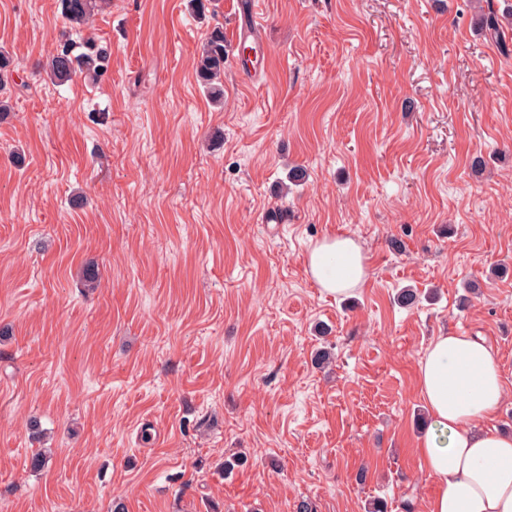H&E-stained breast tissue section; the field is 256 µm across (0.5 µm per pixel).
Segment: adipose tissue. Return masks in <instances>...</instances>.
<instances>
[{
	"label": "adipose tissue",
	"mask_w": 512,
	"mask_h": 512,
	"mask_svg": "<svg viewBox=\"0 0 512 512\" xmlns=\"http://www.w3.org/2000/svg\"><path fill=\"white\" fill-rule=\"evenodd\" d=\"M308 272L320 288L345 295L369 269L350 237L317 241ZM418 386L426 410L447 444L426 435L418 452L437 484L430 512H512V435L491 421L504 397L496 352L484 339L448 332L435 337L419 363Z\"/></svg>",
	"instance_id": "1"
}]
</instances>
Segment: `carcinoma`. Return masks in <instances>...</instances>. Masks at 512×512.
<instances>
[{
	"mask_svg": "<svg viewBox=\"0 0 512 512\" xmlns=\"http://www.w3.org/2000/svg\"><path fill=\"white\" fill-rule=\"evenodd\" d=\"M60 12L69 31L80 30L89 19L108 8L111 0H57ZM477 21L484 35L495 41L505 55L512 53V45L507 42L503 21L494 9L492 0L486 5H477ZM228 56L224 42V27L214 26L202 42L196 57L195 74L197 81L209 96L219 102L224 96L223 77L225 57ZM110 53L108 47L93 38H87L79 45L72 42L67 34H62L56 42L44 65L49 80L56 85H64L77 74L100 81L108 72ZM12 60L9 53L0 51V116L11 111L10 97L4 77L10 73Z\"/></svg>",
	"mask_w": 512,
	"mask_h": 512,
	"instance_id": "obj_1",
	"label": "carcinoma"
}]
</instances>
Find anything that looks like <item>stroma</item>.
Returning <instances> with one entry per match:
<instances>
[{"mask_svg": "<svg viewBox=\"0 0 512 512\" xmlns=\"http://www.w3.org/2000/svg\"><path fill=\"white\" fill-rule=\"evenodd\" d=\"M245 2L112 0L73 36L107 77L58 87L56 0H0V512H430L418 366L451 331L496 348L512 434V56L471 0H253L264 73L230 50L218 107L194 58ZM339 235L370 265L343 296L307 272Z\"/></svg>", "mask_w": 512, "mask_h": 512, "instance_id": "obj_1", "label": "stroma"}]
</instances>
